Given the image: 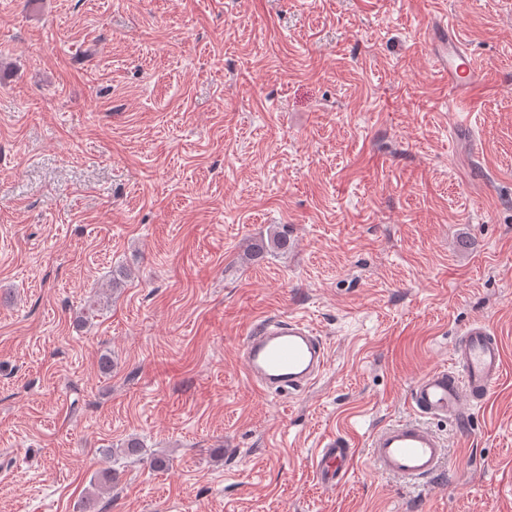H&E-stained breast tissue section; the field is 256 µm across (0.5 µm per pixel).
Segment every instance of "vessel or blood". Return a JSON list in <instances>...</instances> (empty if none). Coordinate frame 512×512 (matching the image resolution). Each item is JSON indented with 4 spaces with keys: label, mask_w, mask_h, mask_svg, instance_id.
<instances>
[{
    "label": "vessel or blood",
    "mask_w": 512,
    "mask_h": 512,
    "mask_svg": "<svg viewBox=\"0 0 512 512\" xmlns=\"http://www.w3.org/2000/svg\"><path fill=\"white\" fill-rule=\"evenodd\" d=\"M437 72L448 81L454 104L467 99L476 69L466 44L453 24L440 21L428 32ZM245 378L265 395H291L304 390L328 361L321 336L303 319L269 320L255 326L243 342ZM504 370V345L491 327L477 321L466 327L452 350V365L417 378L410 392L415 417L377 429L368 454L381 473L424 484L440 471L445 443L423 417L461 422L466 406L483 401ZM354 451L336 438L318 449L312 465L321 483L335 488L349 472Z\"/></svg>",
    "instance_id": "b4317fda"
}]
</instances>
